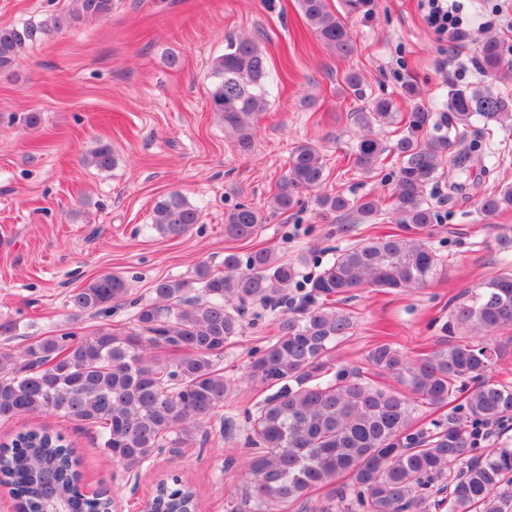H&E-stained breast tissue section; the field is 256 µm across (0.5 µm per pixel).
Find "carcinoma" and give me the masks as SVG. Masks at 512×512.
Masks as SVG:
<instances>
[{"instance_id":"obj_1","label":"carcinoma","mask_w":512,"mask_h":512,"mask_svg":"<svg viewBox=\"0 0 512 512\" xmlns=\"http://www.w3.org/2000/svg\"><path fill=\"white\" fill-rule=\"evenodd\" d=\"M113 0H74L67 13L0 27V73L11 70L43 37L104 20ZM301 11L320 40L347 56L355 42L327 0H299ZM486 73L512 75V61L491 36L479 44ZM208 90L213 112L224 130L247 151L254 122L265 111L271 82L267 58L251 39L229 41L212 62ZM411 110L398 115L393 102L379 98L353 113L362 129L354 164L373 171L389 151L399 159L393 179V214L403 232L363 239L336 251L306 282L311 304L283 313L276 334L259 350L251 377L277 388L256 413L247 414L250 443L246 487L230 501V512H512V447L475 454L472 430L478 424L512 420V387L490 380L498 344L490 337L512 330V261L452 311L450 327L467 330L462 340L422 359H411L390 342L367 354L371 369L397 383L348 377L336 369L333 350L350 335L354 322L327 305L359 288L406 291L423 288L443 271L444 257L417 236L437 223L443 203L439 179L448 157L451 127L464 142L473 122L486 131L512 121V100L476 87L448 93V114L429 110L412 83L403 85ZM33 128L39 114H0V121ZM399 123L390 143L379 129ZM492 154L471 142L453 159L460 170L472 156ZM87 162L99 170L114 164L112 146L99 144ZM328 178L323 155L311 142L298 144L271 196L272 211L287 212L299 193L319 189ZM324 212H355L369 218L380 199L350 200L321 193ZM512 209V184L483 197L487 216ZM202 222V212L173 191L157 201L149 228L162 237L183 236ZM263 224L261 212L236 204L224 212V236L246 239ZM281 259L271 248L242 256L224 255V270L205 264L190 277L161 279L154 298L142 304L135 326H108L79 335L40 336L18 352L0 351V422L24 414L57 415L95 432L100 446L131 472L167 448L192 444L206 420L224 408L232 390L218 367L224 347L246 327L249 305L277 309L289 303L300 264ZM124 279L100 274L70 296L78 311H107L127 296ZM461 391L464 403L429 431L416 428L420 405L440 407ZM74 448L46 428L17 432L0 445V484L19 500L21 512H44L54 502L66 512H111L112 495L88 497ZM194 490L177 475L159 488L166 512H184Z\"/></svg>"}]
</instances>
